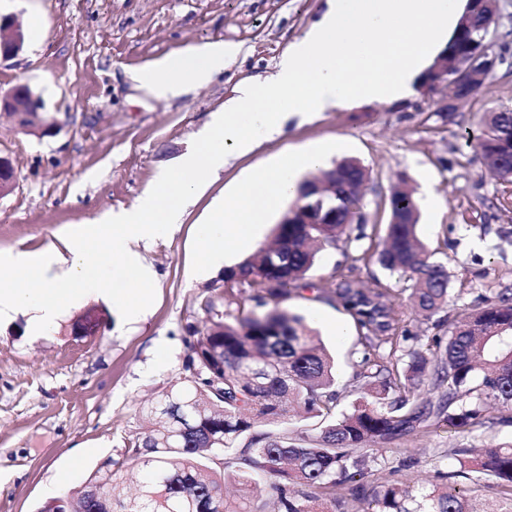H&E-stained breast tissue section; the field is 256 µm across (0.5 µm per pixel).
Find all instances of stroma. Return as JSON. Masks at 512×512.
Listing matches in <instances>:
<instances>
[{
    "label": "stroma",
    "mask_w": 512,
    "mask_h": 512,
    "mask_svg": "<svg viewBox=\"0 0 512 512\" xmlns=\"http://www.w3.org/2000/svg\"><path fill=\"white\" fill-rule=\"evenodd\" d=\"M324 8L325 0H0V17L25 32L22 50L0 59V91L30 86L45 119L55 122L51 132H26L0 118V156L17 172L13 192L0 198V252H39L61 244L71 227L135 205L162 169L198 145L212 114L242 84L274 73ZM216 41L237 45L239 54L208 85L167 99L139 90V74L158 60ZM447 100L445 86H420L391 104L357 102L295 116L253 153L230 156L180 224L140 245L155 278L153 302L137 319L89 291L40 335L29 331L27 312L1 323L0 512H35L103 460H123L129 436L144 430L143 407L182 376L189 329L202 327L201 305L218 296L225 269L275 239L279 213L248 250H231L224 268L204 267L197 247L213 205L261 160L334 143L339 150L329 163L354 159L369 172L363 238L323 252L286 303L335 358L338 410L353 400L351 379L364 347L353 318L334 299L337 274L392 289L406 328L435 333L413 309L401 277L378 261L396 185L413 190L418 236L445 266L441 319L479 309L484 298L512 288V185L490 173L464 140L479 133L485 113L512 110V66L487 76L481 92L457 103L446 120L438 111ZM90 308L102 313L98 330L74 335L73 321ZM508 445L512 415L503 410H490L485 426L469 432L443 422L420 427L359 449L365 476L337 480L328 496L336 512H370L381 485L439 483L455 468L454 449Z\"/></svg>",
    "instance_id": "1"
}]
</instances>
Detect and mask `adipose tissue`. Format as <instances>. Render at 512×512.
Returning <instances> with one entry per match:
<instances>
[{
  "label": "adipose tissue",
  "mask_w": 512,
  "mask_h": 512,
  "mask_svg": "<svg viewBox=\"0 0 512 512\" xmlns=\"http://www.w3.org/2000/svg\"><path fill=\"white\" fill-rule=\"evenodd\" d=\"M328 8L304 37L290 45L276 71L243 85L223 111L214 113L202 143L163 171L136 205L107 214L72 232L63 247L0 253V268L12 276L0 281V319L32 309L31 332L42 331L62 309L92 289L121 303L129 316L150 305L154 274L137 247L179 224L183 211L203 192L210 176L229 156L253 152L260 136L281 134L288 112L314 115L357 101L391 103L407 97L457 22L458 0H327ZM239 53L221 42L166 57L138 78L149 96H182L209 84ZM288 101L281 112L280 101ZM326 164L324 147L287 152L259 163L198 231L200 254L220 265L227 243L247 246L272 214L297 198L301 175ZM121 255L126 285L105 274Z\"/></svg>",
  "instance_id": "ef3b65f1"
}]
</instances>
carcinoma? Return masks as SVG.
Listing matches in <instances>:
<instances>
[{
	"label": "carcinoma",
	"mask_w": 512,
	"mask_h": 512,
	"mask_svg": "<svg viewBox=\"0 0 512 512\" xmlns=\"http://www.w3.org/2000/svg\"><path fill=\"white\" fill-rule=\"evenodd\" d=\"M465 58L480 52L478 34L459 39ZM470 146L483 162L499 165L512 185V110L489 112ZM366 169L343 160L327 172L328 197L336 214L323 224H280L276 244L261 249L224 273V301L239 299V285L257 289V309L221 329H193L179 381L159 392L145 411L149 427L127 441L125 462L107 459L83 482L44 502L36 512H250L247 503L224 500V476L242 488L255 484L254 469L272 480L280 512H332L319 492L336 476H364L354 456L367 442L414 431L429 418L448 414V423L467 430L484 424L487 404L512 410V289L484 300L476 311L460 310L446 331L422 338L400 330L388 288L368 289L355 278L336 283L335 298L353 317L365 347L354 379L362 396L336 412L331 357L315 342L302 315L280 308L290 289L300 287L318 253L346 245L353 226L365 222L360 185ZM310 181L302 185L296 219L311 200ZM390 221L379 258L404 277L409 299L430 319L448 304V277L417 235L418 204L404 186L389 197ZM260 374L250 379L244 368ZM448 392L438 400H410L421 386ZM303 406L302 419L314 420V438L296 442L288 429L258 431V419L288 417V398ZM456 476L475 482L490 477L503 501H481L465 487L435 485L416 494L389 484L377 492L373 512H512V446L489 448L474 457L454 450Z\"/></svg>",
	"instance_id": "carcinoma-1"
}]
</instances>
